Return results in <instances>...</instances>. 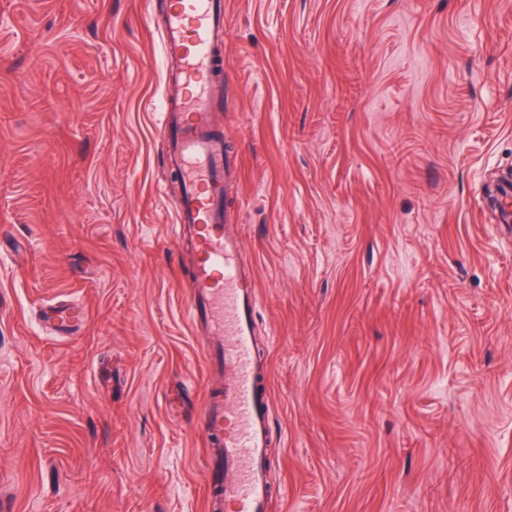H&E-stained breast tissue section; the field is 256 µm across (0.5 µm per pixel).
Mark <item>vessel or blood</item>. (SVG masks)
Returning a JSON list of instances; mask_svg holds the SVG:
<instances>
[{
  "mask_svg": "<svg viewBox=\"0 0 512 512\" xmlns=\"http://www.w3.org/2000/svg\"><path fill=\"white\" fill-rule=\"evenodd\" d=\"M224 0H171L161 32L175 60L174 91L163 98L168 162L179 171L183 200L172 228L194 241L187 312L203 335L206 391L199 416L210 446L208 512H266L270 494L271 399L256 357L258 284L239 263L244 240L230 225L224 199L240 183V160L224 146L212 114L224 86L214 79Z\"/></svg>",
  "mask_w": 512,
  "mask_h": 512,
  "instance_id": "1",
  "label": "vessel or blood"
}]
</instances>
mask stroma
<instances>
[{"label":"stroma","instance_id":"1","mask_svg":"<svg viewBox=\"0 0 512 512\" xmlns=\"http://www.w3.org/2000/svg\"><path fill=\"white\" fill-rule=\"evenodd\" d=\"M165 9L0 0V512H205ZM217 52L268 512H512V0H224Z\"/></svg>","mask_w":512,"mask_h":512}]
</instances>
